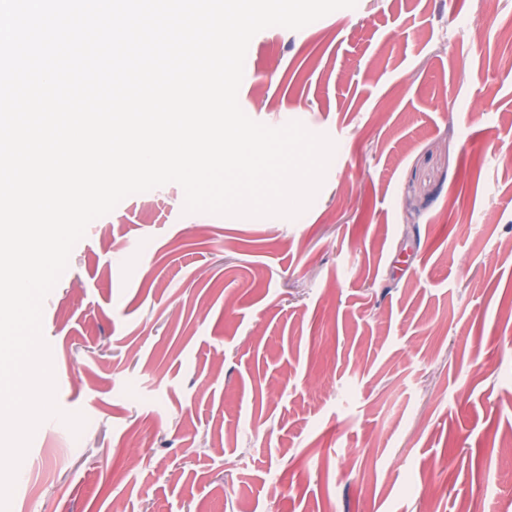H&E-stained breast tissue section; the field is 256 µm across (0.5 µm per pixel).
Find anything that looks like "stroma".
Listing matches in <instances>:
<instances>
[{"label": "stroma", "mask_w": 512, "mask_h": 512, "mask_svg": "<svg viewBox=\"0 0 512 512\" xmlns=\"http://www.w3.org/2000/svg\"><path fill=\"white\" fill-rule=\"evenodd\" d=\"M512 0H358L251 40L242 110L336 144L293 220L92 221L9 512H512ZM291 483L289 496L275 491Z\"/></svg>", "instance_id": "35a3bbf8"}]
</instances>
